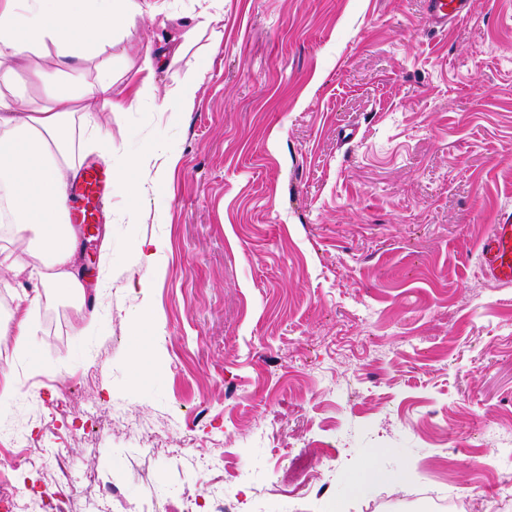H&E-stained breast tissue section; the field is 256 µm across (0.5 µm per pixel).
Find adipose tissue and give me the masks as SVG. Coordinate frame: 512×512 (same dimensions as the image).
Segmentation results:
<instances>
[{
    "instance_id": "adipose-tissue-1",
    "label": "adipose tissue",
    "mask_w": 512,
    "mask_h": 512,
    "mask_svg": "<svg viewBox=\"0 0 512 512\" xmlns=\"http://www.w3.org/2000/svg\"><path fill=\"white\" fill-rule=\"evenodd\" d=\"M159 11L148 0H0V214L21 245L17 252L0 250L1 270L82 294L74 271L76 231L67 220V187L77 173L71 126L78 119L93 129L103 159L111 160L112 130L103 117L121 104L112 95L111 73L88 77L79 48L106 50L118 28ZM49 42L56 59L33 68L32 77L48 87L64 76L71 87L34 108L15 90L17 65Z\"/></svg>"
}]
</instances>
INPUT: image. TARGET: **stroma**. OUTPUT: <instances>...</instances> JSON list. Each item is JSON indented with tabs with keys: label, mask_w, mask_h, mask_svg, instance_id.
Segmentation results:
<instances>
[{
	"label": "stroma",
	"mask_w": 512,
	"mask_h": 512,
	"mask_svg": "<svg viewBox=\"0 0 512 512\" xmlns=\"http://www.w3.org/2000/svg\"><path fill=\"white\" fill-rule=\"evenodd\" d=\"M203 8L165 0L95 60L123 98L159 58L155 96L106 121L113 161L174 159L108 180L80 227L84 295L0 272V311L29 304L0 425L34 438L0 472L78 512L220 491L293 512L311 461L308 512H444L418 485L512 512L494 441L512 434V285L480 258L512 212V0H470L445 31L426 0H215L183 42ZM196 66L192 108H163ZM374 464L406 477L353 491ZM241 469L247 488L223 481Z\"/></svg>",
	"instance_id": "obj_1"
}]
</instances>
